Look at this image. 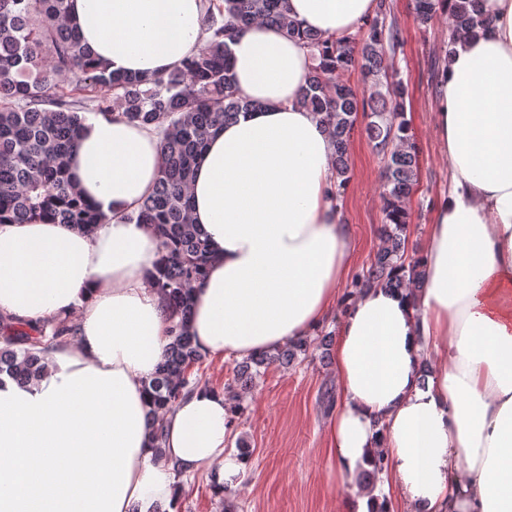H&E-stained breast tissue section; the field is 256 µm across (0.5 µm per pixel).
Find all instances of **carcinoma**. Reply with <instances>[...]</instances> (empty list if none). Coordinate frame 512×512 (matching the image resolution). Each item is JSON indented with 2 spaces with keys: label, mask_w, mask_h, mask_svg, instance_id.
Wrapping results in <instances>:
<instances>
[{
  "label": "carcinoma",
  "mask_w": 512,
  "mask_h": 512,
  "mask_svg": "<svg viewBox=\"0 0 512 512\" xmlns=\"http://www.w3.org/2000/svg\"><path fill=\"white\" fill-rule=\"evenodd\" d=\"M204 31L208 37L182 67L143 79L108 72L92 57L66 21V0H0V224L49 221L70 224L89 232L108 216L87 203L71 183L67 155L88 116L75 110L78 98L90 99L100 114H113L133 123L163 130L162 166L154 190L125 220L150 226L161 252L152 286L160 295L170 321L171 342L150 381L151 420L158 441L165 437V416L199 381L188 371L202 361L190 332L193 293L204 280L211 252L190 218V184L194 168L212 132L258 104L241 99L231 76V44L252 22L277 25L302 40L313 66L308 90L300 103L318 114L336 146V183L333 200L345 194L351 172L345 159L346 139L358 113L369 118L366 132L387 160L382 175L384 224L381 245L366 273L355 277L351 297L381 284L396 291L423 286L420 260H406L405 244L411 214L407 201L417 184L416 147L405 117L406 89L389 76L387 47L400 42V31L387 23L389 5L379 0L375 16L356 35L330 39L300 28L288 19V0H208ZM413 0L416 21L429 25L448 20L445 56L454 52L455 33L483 30L479 0ZM359 70L365 80L364 97L346 82ZM106 87L112 97H89ZM79 340L77 325L67 320L28 324L0 313V385L8 377L30 384L46 370L45 353ZM316 339L293 340L273 353L244 358L234 366L227 386L241 413L242 389L252 384L254 370L289 364L307 355ZM384 456L376 454L371 468L361 472L364 488L384 470Z\"/></svg>",
  "instance_id": "carcinoma-1"
}]
</instances>
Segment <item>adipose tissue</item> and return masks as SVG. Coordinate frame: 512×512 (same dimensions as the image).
<instances>
[{
	"instance_id": "adipose-tissue-1",
	"label": "adipose tissue",
	"mask_w": 512,
	"mask_h": 512,
	"mask_svg": "<svg viewBox=\"0 0 512 512\" xmlns=\"http://www.w3.org/2000/svg\"><path fill=\"white\" fill-rule=\"evenodd\" d=\"M377 0H288L325 36L354 31ZM205 0H69L67 20L115 74L178 69L199 46ZM488 27L462 34L437 75L435 131L452 188L432 206L424 286L381 285L349 301L335 347L341 401L325 432L338 476L382 452L396 512H512V0H480ZM257 110L208 141L191 218L214 252L194 291L191 332L215 360L272 352L318 328L351 273L352 232L330 199L331 139L302 106L312 64L266 23L231 47ZM158 135L89 120L69 159L77 188L110 221L0 224V312L27 322L78 314L79 339L53 348L37 383L0 388V512H156L176 473L209 469L223 494L230 404L198 389L148 422L145 386L170 342L151 285L157 239L125 222L154 189ZM436 354L431 373L426 355Z\"/></svg>"
}]
</instances>
